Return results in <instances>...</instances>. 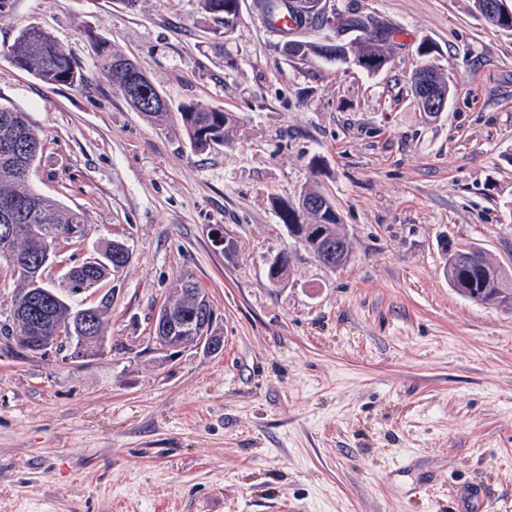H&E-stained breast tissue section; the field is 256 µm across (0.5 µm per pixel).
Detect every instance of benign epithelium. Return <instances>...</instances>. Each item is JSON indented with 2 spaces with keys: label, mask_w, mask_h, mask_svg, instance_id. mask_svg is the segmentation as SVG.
Here are the masks:
<instances>
[{
  "label": "benign epithelium",
  "mask_w": 512,
  "mask_h": 512,
  "mask_svg": "<svg viewBox=\"0 0 512 512\" xmlns=\"http://www.w3.org/2000/svg\"><path fill=\"white\" fill-rule=\"evenodd\" d=\"M485 15L488 18L499 15L512 16V0H486ZM421 84L429 89L428 93L422 95L421 100L426 110L435 112L445 105V95L432 88L428 77H421ZM214 319V310L206 296L195 297L189 307L167 301L154 317V329L158 331L157 341L166 350L203 347L210 352H217L221 349L222 343L212 335ZM90 326V320L83 312L77 314L70 323L55 325L53 335L41 336L35 343L30 342L28 336H16L13 342L22 344L31 357L58 348L71 349L78 346L85 349L91 344Z\"/></svg>",
  "instance_id": "benign-epithelium-1"
}]
</instances>
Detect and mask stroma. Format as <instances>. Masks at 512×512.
I'll use <instances>...</instances> for the list:
<instances>
[{"label": "stroma", "mask_w": 512, "mask_h": 512, "mask_svg": "<svg viewBox=\"0 0 512 512\" xmlns=\"http://www.w3.org/2000/svg\"><path fill=\"white\" fill-rule=\"evenodd\" d=\"M401 29L370 74L292 61L243 0L223 50L197 0H18L0 45L39 25L82 66L48 85L0 56V106L44 142L31 185L81 214L82 248L127 241L103 351L36 358L0 337V512H512V309L474 303L442 272L471 244L512 271V33L470 0H331ZM136 58L171 111L230 112L201 153L114 92L92 37ZM435 51L422 56L421 41ZM455 87L422 117L412 72ZM317 184L352 261L331 270L270 206ZM231 237L225 256L212 228ZM292 252L289 275L267 261ZM216 313L222 352L160 350L152 320L183 275ZM478 483L484 510L464 506Z\"/></svg>", "instance_id": "obj_1"}]
</instances>
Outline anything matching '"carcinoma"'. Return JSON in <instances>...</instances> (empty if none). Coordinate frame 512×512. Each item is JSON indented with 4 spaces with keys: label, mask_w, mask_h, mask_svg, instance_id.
Masks as SVG:
<instances>
[{
    "label": "carcinoma",
    "mask_w": 512,
    "mask_h": 512,
    "mask_svg": "<svg viewBox=\"0 0 512 512\" xmlns=\"http://www.w3.org/2000/svg\"><path fill=\"white\" fill-rule=\"evenodd\" d=\"M200 13L209 21V33L219 46H224L240 18V0H198ZM262 16L266 26L279 36L288 30L277 27L278 19L287 16L300 28H321L331 23L319 13H302L287 6L285 0H263ZM347 27L362 31L360 38L350 44H335L334 51L348 49L351 61L360 67L377 72L388 63L389 44L392 31L379 26L371 19L350 15ZM327 44L313 41L291 40L284 53L299 61L312 57L328 61L337 59L325 52ZM95 56L107 74L112 89L118 92L136 111L162 125L171 118L167 102L157 87L142 79L136 59L112 52L107 42L93 43ZM14 66L49 85L68 84L76 86L82 82L81 66L63 49L47 30L33 25L20 31L11 43L0 49ZM431 74L436 89L448 93V84L430 66H424L411 76V92L419 98L414 84L420 72ZM178 121L191 145L200 151L223 145L234 125L229 112L204 107L198 103L184 104ZM43 140L29 120L27 113L0 106V267L13 259L28 262L37 281L33 287L42 288L44 246L43 239L70 229L81 228L83 219L77 212L64 208L56 199L33 191L29 186V175L42 156ZM299 199L314 202L308 208L285 204L272 199L281 223L288 226L301 246L316 260H321L323 246L334 248L336 267L351 261V250L346 235L341 230V219L335 202L316 187H305ZM479 255L473 264L462 255V249H445L443 270L448 283L461 296L473 302L495 306L500 302L512 303V284L506 271L493 263L481 249L468 246ZM109 255L104 264L82 265L72 273V290L90 288L107 275L124 266V261L111 258L114 250L105 249ZM48 321L37 311L28 318V333L33 336L49 334Z\"/></svg>",
    "instance_id": "1"
}]
</instances>
